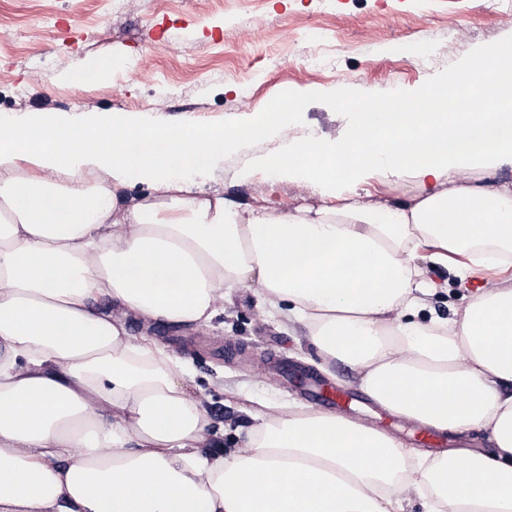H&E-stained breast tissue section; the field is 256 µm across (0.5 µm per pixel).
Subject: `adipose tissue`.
<instances>
[{"instance_id":"obj_1","label":"adipose tissue","mask_w":512,"mask_h":512,"mask_svg":"<svg viewBox=\"0 0 512 512\" xmlns=\"http://www.w3.org/2000/svg\"><path fill=\"white\" fill-rule=\"evenodd\" d=\"M459 107L458 71L387 105L358 95L333 139L295 138L302 99L220 127L135 112L0 118V512H512V283L451 317L421 318L427 264L458 279L512 266V41L482 51ZM490 100L491 109L472 104ZM277 139L239 176L317 190L322 206L242 211L194 193L225 153ZM407 175V204L353 201ZM143 185L147 194L126 196ZM258 288L323 361L356 371L379 405L490 453L406 449L333 412L257 414L229 454L185 364L129 318L209 325L224 296Z\"/></svg>"}]
</instances>
